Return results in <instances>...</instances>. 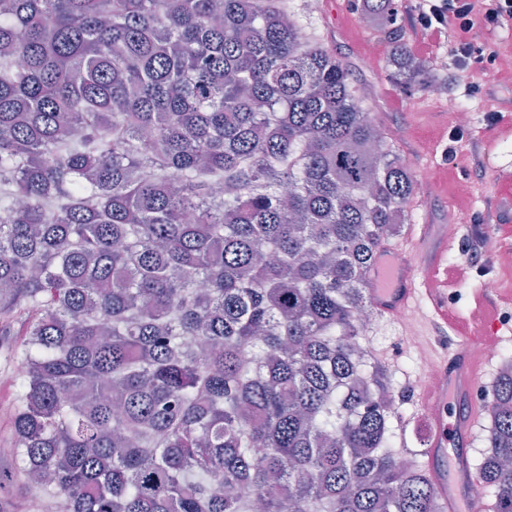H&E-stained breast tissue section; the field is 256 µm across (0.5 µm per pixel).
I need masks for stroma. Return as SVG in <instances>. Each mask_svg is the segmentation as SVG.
Listing matches in <instances>:
<instances>
[{
	"instance_id": "obj_1",
	"label": "stroma",
	"mask_w": 512,
	"mask_h": 512,
	"mask_svg": "<svg viewBox=\"0 0 512 512\" xmlns=\"http://www.w3.org/2000/svg\"><path fill=\"white\" fill-rule=\"evenodd\" d=\"M334 12L310 15L315 35L323 45L348 66L354 84L371 89V113L380 127L389 133L397 152L412 173L430 169L435 173L426 190L418 192L409 204L411 221L427 225L430 237H437L448 223L470 226L472 215L490 209L501 211V199L493 190L492 180L499 167L512 162V124L488 119L492 110L512 113V79L496 70L462 68L448 47L433 48L436 63L430 64V80L442 94L435 97L416 86L405 88L392 79L393 44L382 34L367 28L361 9L352 0H335ZM465 103L472 121L458 128L453 113L444 105L445 97ZM463 137L453 140L455 130ZM479 145L484 170L469 171L470 150ZM467 183V193H459V183ZM465 282L448 285V305L467 317L475 309V295L482 281L495 276L500 287L512 284L507 270L496 258L484 260L468 271ZM401 323L378 318L365 336L375 348L401 392V403L393 421L394 442L400 450L417 454L427 444L429 421L420 406L415 385L422 375L418 349L404 344Z\"/></svg>"
}]
</instances>
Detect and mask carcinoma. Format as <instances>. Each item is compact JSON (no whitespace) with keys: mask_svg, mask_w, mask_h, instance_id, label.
I'll return each mask as SVG.
<instances>
[{"mask_svg":"<svg viewBox=\"0 0 512 512\" xmlns=\"http://www.w3.org/2000/svg\"><path fill=\"white\" fill-rule=\"evenodd\" d=\"M390 0L394 76L425 80ZM288 0H0L15 482L63 512H445L356 354L413 173ZM478 472L512 512V352Z\"/></svg>","mask_w":512,"mask_h":512,"instance_id":"carcinoma-1","label":"carcinoma"}]
</instances>
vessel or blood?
Segmentation results:
<instances>
[{"label":"vessel or blood","instance_id":"obj_1","mask_svg":"<svg viewBox=\"0 0 512 512\" xmlns=\"http://www.w3.org/2000/svg\"><path fill=\"white\" fill-rule=\"evenodd\" d=\"M455 241V236L444 233L431 243L422 235L414 238L411 247L379 250L369 272V300L375 311L396 319L421 299L428 305L432 327L452 326L455 346L429 353L442 374V383L424 380L419 385L422 405L436 410L428 446L422 452L426 459L422 470L448 512H492L480 492L467 442L485 409L484 402L474 397L485 362L469 349L498 343L496 309L484 307L482 320L474 323L452 319L448 312V252Z\"/></svg>","mask_w":512,"mask_h":512}]
</instances>
